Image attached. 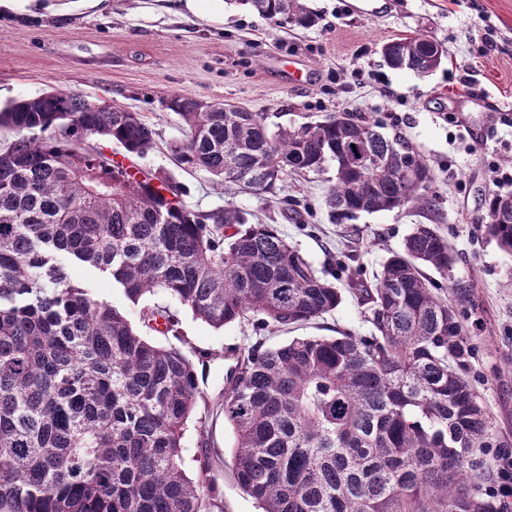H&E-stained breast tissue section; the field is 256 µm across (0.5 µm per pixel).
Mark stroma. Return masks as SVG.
<instances>
[{
    "label": "stroma",
    "instance_id": "35a3bbf8",
    "mask_svg": "<svg viewBox=\"0 0 512 512\" xmlns=\"http://www.w3.org/2000/svg\"><path fill=\"white\" fill-rule=\"evenodd\" d=\"M319 16L310 28L282 26L229 0H42L39 8L0 14V103L56 88L140 113L157 133L155 146L132 164L172 179L193 209L231 205L249 221L278 225L315 267L335 274L342 254L355 250L373 275L388 250L414 225L447 238L456 277L474 285L463 311L475 329L470 378L481 394L502 447L485 458L497 465L512 454V255L484 232L487 203L499 193L492 166L512 169V0H305ZM421 34L441 43L447 64L427 77L389 68L381 47ZM301 63L302 80L290 74ZM183 93L263 112L269 124L298 125L353 112L405 137L435 178L427 207L360 214L332 223L321 202L329 174L290 177L276 194L225 191L207 176L179 168L171 147L183 137L165 100ZM311 207L303 220L284 213L283 199ZM72 281L124 309L150 341L212 351L199 366L204 394L196 416L209 435L210 461L222 512H258L232 475L234 438L219 405L227 363L221 351L255 340L248 323L214 329L158 292L150 305L167 307L176 334L145 328L107 277L74 267Z\"/></svg>",
    "mask_w": 512,
    "mask_h": 512
}]
</instances>
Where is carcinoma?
Listing matches in <instances>:
<instances>
[{
  "label": "carcinoma",
  "mask_w": 512,
  "mask_h": 512,
  "mask_svg": "<svg viewBox=\"0 0 512 512\" xmlns=\"http://www.w3.org/2000/svg\"><path fill=\"white\" fill-rule=\"evenodd\" d=\"M267 20L309 28L301 0H231ZM421 35L384 44L392 69L428 76L447 56ZM182 122L176 162L259 194L288 176L334 178L330 219L427 206L433 173L413 146L369 120L270 126L265 113L166 99ZM0 512H215L208 461L182 468V439L201 392L194 360L141 336L125 312L73 284L64 265L112 279L138 305L160 288L215 329L248 322L294 329L334 312L343 293L275 224L236 208L187 207L178 189L96 148V136L141 156L156 132L137 112L53 90L0 107ZM489 239L512 254V194L489 202ZM448 239L419 224L362 278L341 264L365 332L259 338L231 352L224 422L238 486L262 512H499L476 489L478 455L503 448L470 379L475 346L458 303ZM167 335L175 319L143 307Z\"/></svg>",
  "instance_id": "obj_1"
}]
</instances>
